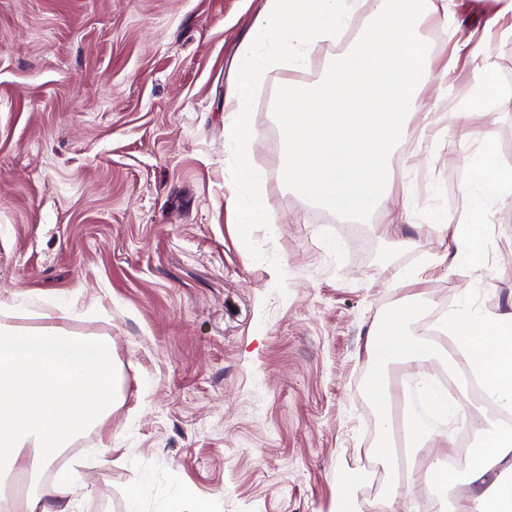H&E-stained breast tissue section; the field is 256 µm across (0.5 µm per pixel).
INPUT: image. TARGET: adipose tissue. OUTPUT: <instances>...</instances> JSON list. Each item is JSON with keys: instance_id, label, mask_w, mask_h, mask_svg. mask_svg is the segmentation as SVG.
Masks as SVG:
<instances>
[{"instance_id": "obj_1", "label": "adipose tissue", "mask_w": 512, "mask_h": 512, "mask_svg": "<svg viewBox=\"0 0 512 512\" xmlns=\"http://www.w3.org/2000/svg\"><path fill=\"white\" fill-rule=\"evenodd\" d=\"M447 6L448 0H377L355 46L337 57L322 81L273 87L290 188L350 223L386 204L391 157L405 140L406 119L420 110L419 94L436 78L420 26ZM510 197L512 176L499 172L493 150L483 146L471 166L468 224L454 232L442 256L449 267L465 260L478 265L483 225L493 205ZM27 316L0 300V503L14 505L15 512H79L90 485L77 468H60L56 461L78 438L101 430L119 407L115 346L108 336L22 326ZM418 317L417 307L397 306L368 341L377 364L367 381L379 429L373 453L386 459L392 456L390 366L413 368L435 411L447 414L460 406L450 394L432 390L429 362L450 365L455 356L415 329ZM444 326L456 337L459 356L482 373L488 396L512 412V313L482 312L463 296ZM478 434L484 448L469 465L474 491L457 500L454 512H512V481L489 478L486 465L490 458H512V432L487 421ZM50 468L56 471L52 487L17 498L13 476L34 477Z\"/></svg>"}]
</instances>
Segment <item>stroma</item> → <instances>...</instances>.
Listing matches in <instances>:
<instances>
[{
  "instance_id": "stroma-1",
  "label": "stroma",
  "mask_w": 512,
  "mask_h": 512,
  "mask_svg": "<svg viewBox=\"0 0 512 512\" xmlns=\"http://www.w3.org/2000/svg\"><path fill=\"white\" fill-rule=\"evenodd\" d=\"M265 3L0 0V296L32 311L30 325L111 336L121 368L107 462L83 452L94 432L63 455L81 458L91 485L82 512H126L145 480L144 512L176 493L185 512H336L346 474L356 512H419L429 489L403 481L362 496L367 332L412 291L425 311L466 292L512 312V203L484 227L480 270L438 262L451 233L434 216L469 205L476 147L448 130L450 111L476 103L466 60L422 90L385 208L349 227L286 184L270 88L321 80L375 0L302 70L262 78L253 163L271 225L252 239L280 265L253 260L226 206L236 188L224 103ZM494 10L452 0L456 30L433 14L421 34L435 66L468 40L491 62L500 96L476 125L510 173L512 36L485 37ZM410 181L400 247L380 227ZM426 263L428 276L404 283Z\"/></svg>"
}]
</instances>
